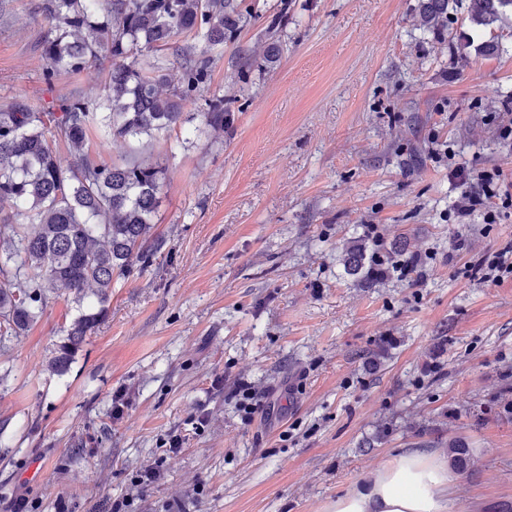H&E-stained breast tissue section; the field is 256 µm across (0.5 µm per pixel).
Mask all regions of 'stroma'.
Instances as JSON below:
<instances>
[{
  "label": "stroma",
  "mask_w": 512,
  "mask_h": 512,
  "mask_svg": "<svg viewBox=\"0 0 512 512\" xmlns=\"http://www.w3.org/2000/svg\"><path fill=\"white\" fill-rule=\"evenodd\" d=\"M42 3L0 0V105L99 98L106 60L45 83ZM245 3L253 20L212 64L223 137L199 130L204 96L154 139L87 136L96 160L165 167V248L114 284L65 374L46 364L70 294L0 347V512L21 496L28 512L126 496L124 512H326L401 449L452 438L473 460L452 512H512V277L462 275L512 246V207L494 224L446 218L469 174L498 169L512 190V15L489 31L454 11L427 30L419 0ZM371 224L392 259L422 257L420 277L347 270ZM242 380L273 412L243 420ZM173 432L181 453L132 496Z\"/></svg>",
  "instance_id": "1"
}]
</instances>
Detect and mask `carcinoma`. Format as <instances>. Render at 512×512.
<instances>
[{
  "label": "carcinoma",
  "instance_id": "1",
  "mask_svg": "<svg viewBox=\"0 0 512 512\" xmlns=\"http://www.w3.org/2000/svg\"><path fill=\"white\" fill-rule=\"evenodd\" d=\"M460 0H420L421 25L434 28ZM50 30L43 45V79L79 73L101 59L112 62L103 96L71 97L58 111L34 108L18 96L0 108V344L25 333L65 289L79 314L48 363L63 374L86 337L108 314L112 286L152 266L164 247L150 238L164 169L131 159L92 160L83 151L98 128L107 138L140 139L182 124L186 105L210 90V64L224 40L244 22L243 0H44ZM512 0H467V20L495 26ZM273 19L266 27L267 63L280 59ZM192 32L201 49L190 53L178 38ZM166 50L153 60L143 52ZM181 72L168 87L167 71ZM227 123L224 100L209 99L202 125L214 135ZM69 149L61 158L57 145ZM452 465L469 464L464 445L452 441Z\"/></svg>",
  "mask_w": 512,
  "mask_h": 512
}]
</instances>
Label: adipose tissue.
<instances>
[{
    "label": "adipose tissue",
    "mask_w": 512,
    "mask_h": 512,
    "mask_svg": "<svg viewBox=\"0 0 512 512\" xmlns=\"http://www.w3.org/2000/svg\"><path fill=\"white\" fill-rule=\"evenodd\" d=\"M450 479L447 454L410 448L337 496L329 512H450Z\"/></svg>",
    "instance_id": "adipose-tissue-1"
}]
</instances>
